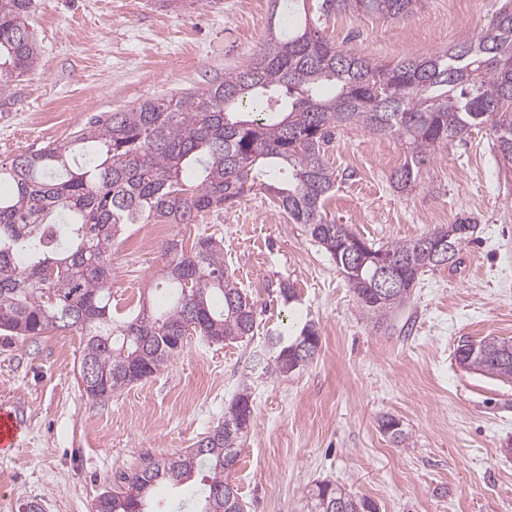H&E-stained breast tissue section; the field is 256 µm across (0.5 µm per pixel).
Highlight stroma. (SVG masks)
Instances as JSON below:
<instances>
[{
    "mask_svg": "<svg viewBox=\"0 0 512 512\" xmlns=\"http://www.w3.org/2000/svg\"><path fill=\"white\" fill-rule=\"evenodd\" d=\"M503 0H420L413 17L332 16L325 35L374 63L444 50L490 25ZM29 29L35 68L0 95V161L65 139L91 117L147 98L180 96L223 81L272 30L269 0H38ZM336 176L325 210L367 242L415 239L461 216L475 241L456 265L421 276L383 323L367 318L331 257L256 189L231 210L165 225L138 241L128 225L112 247L118 312L153 294L165 240L210 235L229 274L254 301L253 336L212 343L191 336L147 380L106 401L78 379L74 330L24 338L0 333V403L25 432L0 457V512L38 501L43 512H89L120 473L145 458L182 453L221 423L242 384L253 417L230 479L244 512H303L316 483L374 500L379 512H512V381L463 368L460 340L512 339V171L491 150L488 127L438 150L412 192L391 185L406 160L396 139L344 129L325 152ZM297 300L285 303L282 282ZM314 321L320 351L283 375L257 362L269 334ZM400 420L399 445L379 426Z\"/></svg>",
    "mask_w": 512,
    "mask_h": 512,
    "instance_id": "1",
    "label": "stroma"
}]
</instances>
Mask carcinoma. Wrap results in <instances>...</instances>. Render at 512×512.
Instances as JSON below:
<instances>
[{
	"label": "carcinoma",
	"instance_id": "obj_1",
	"mask_svg": "<svg viewBox=\"0 0 512 512\" xmlns=\"http://www.w3.org/2000/svg\"><path fill=\"white\" fill-rule=\"evenodd\" d=\"M37 0H0V94L30 72L39 50L28 30ZM418 0H317L313 16L275 34L224 81L179 97L146 99L107 117H93L62 142L9 162L0 161V332L44 336L75 330L83 336L80 363L105 378L95 400L161 370L179 355L180 336L212 342L254 335V304L224 269V248L211 236L190 247L173 238L156 292L123 319L112 316V244L128 224L153 218L189 224L201 212L229 210L260 187L336 263L363 313L379 319L400 307L419 276L440 268L423 238L374 246L346 224L330 221L325 201L335 184L324 146L342 127H357L405 143L407 160L392 175L395 189L413 188L419 165L477 126L490 125L492 148L512 164V9L503 6L470 41L393 66L323 36L321 19L347 11L401 19ZM469 218L435 229L454 255L470 244ZM389 263L402 290L377 296L374 278ZM265 370L287 374L314 358L319 336L307 323L299 335L271 341ZM512 340L459 342L457 361L512 379L501 351ZM252 421L247 389L232 400L204 443L162 460L146 459L120 479L126 491L104 500L103 512H150L159 485L179 488L208 472L192 494L196 512H243L228 481L229 458ZM393 442L407 440L393 416L381 421ZM309 512H377L374 502L330 483L310 493Z\"/></svg>",
	"mask_w": 512,
	"mask_h": 512
}]
</instances>
